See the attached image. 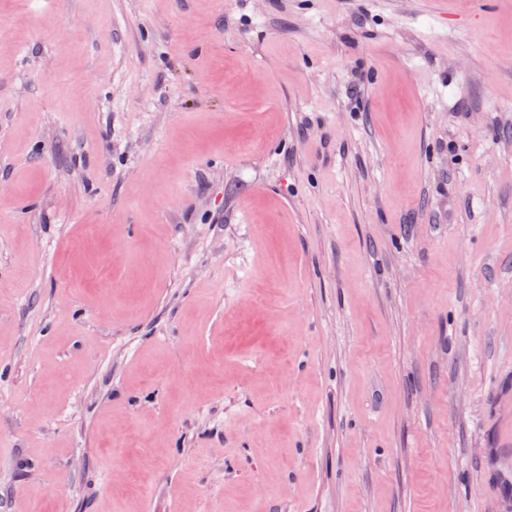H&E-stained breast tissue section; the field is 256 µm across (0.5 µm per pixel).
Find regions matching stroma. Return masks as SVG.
Returning a JSON list of instances; mask_svg holds the SVG:
<instances>
[{"label": "stroma", "instance_id": "stroma-1", "mask_svg": "<svg viewBox=\"0 0 512 512\" xmlns=\"http://www.w3.org/2000/svg\"><path fill=\"white\" fill-rule=\"evenodd\" d=\"M0 512H512V0H0Z\"/></svg>", "mask_w": 512, "mask_h": 512}]
</instances>
